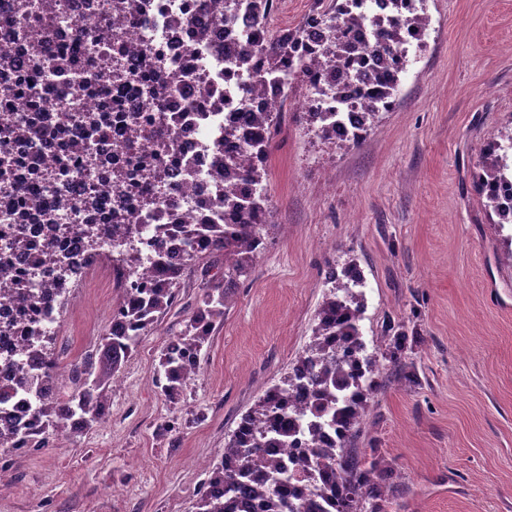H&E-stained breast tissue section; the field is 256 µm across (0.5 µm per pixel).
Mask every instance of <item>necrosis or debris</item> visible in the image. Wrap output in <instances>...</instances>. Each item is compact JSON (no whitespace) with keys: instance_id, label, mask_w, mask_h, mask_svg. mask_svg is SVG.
<instances>
[{"instance_id":"1","label":"necrosis or debris","mask_w":512,"mask_h":512,"mask_svg":"<svg viewBox=\"0 0 512 512\" xmlns=\"http://www.w3.org/2000/svg\"><path fill=\"white\" fill-rule=\"evenodd\" d=\"M359 15L357 42L397 23L389 0H363ZM254 26L244 9L225 21L224 0H0V113H25L36 130L18 138L0 124V258L17 259L4 230L29 249L55 239L79 255L71 275L48 277L68 288L99 254L45 213L134 224L176 198L175 223L190 224L199 202L243 191L237 176L211 178L218 156L250 159L245 136L225 141L224 125L284 98L270 84L241 97L251 77L226 78Z\"/></svg>"}]
</instances>
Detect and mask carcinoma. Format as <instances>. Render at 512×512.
I'll return each mask as SVG.
<instances>
[{"instance_id":"cac0c4a2","label":"carcinoma","mask_w":512,"mask_h":512,"mask_svg":"<svg viewBox=\"0 0 512 512\" xmlns=\"http://www.w3.org/2000/svg\"><path fill=\"white\" fill-rule=\"evenodd\" d=\"M271 2L245 3L258 26L250 40L233 52L232 63L254 71L259 78L258 84L245 91L258 90L266 82L291 87L298 79L319 72L330 78L339 72L346 79L360 80L369 105L358 129L343 142L362 144L379 115L395 104L405 72L396 70V77L384 86L379 73L366 69L369 57L380 64L394 62L392 41L384 36L358 47L349 38L359 21L357 10L362 0H313V12L328 17L334 35V46L320 58L302 49L303 26L270 32ZM391 2L399 16L396 40L409 28L425 30V17L411 5L412 0ZM313 88L318 101L334 102L336 108L310 112L307 121L312 126L320 122L317 135L334 140L336 128L345 119V86L338 81L325 86L316 83ZM245 119L252 128L246 150L253 156V164L240 167L237 158L228 154L215 164L213 179L219 181L238 168L251 192H226L206 201L202 224H157L159 215H150L149 223L143 225L154 236L149 241L153 274L146 287L135 288L129 282L130 274L143 261L140 250L125 249L131 225L115 215L110 224L70 225L86 247L96 249L107 243L120 252V259L112 264V281L119 291L116 304L123 317L111 320L95 352L70 364L67 381L73 391L67 395L61 391L63 367L52 349L54 332L40 326L24 329L21 351L0 359L1 365L15 373L14 385L0 383V401L21 396L32 406L33 422L24 429L0 425V446L7 445L14 452L57 447L101 423L109 412L112 386L124 363L143 336L177 306L185 273L205 260L211 268L224 266V281L207 279L201 284L202 298L185 330L173 335L163 348L157 373L164 395L171 401L181 398L185 385L200 370L201 351L216 323L224 320V309L232 298L229 283L247 274L272 227L263 178L282 113L249 112ZM505 167L512 177V128L486 145L474 180L476 192L485 199V207L494 213L497 223L512 225V185L504 186L507 179L501 177ZM164 234L180 242L178 258L168 257L166 241L161 239ZM23 263L26 271L15 281L0 268V306L36 311L52 322L57 320L66 297L48 282L30 281L29 274L53 270L62 277L75 267L71 254L59 251L50 238L40 249L25 253ZM327 282L331 289L318 309L311 343L225 441L224 452L234 458L235 465L228 466L223 456L208 467L209 477L199 491L196 512H241L243 504L251 507L249 512H385L386 500L397 492L390 483L391 464L355 447L367 399L378 387L375 375L380 373L376 356L367 353L361 330L365 279L356 266L339 269L332 261ZM407 343L406 333L395 331L384 338L382 356L398 378L410 383L416 373L407 362ZM183 347L192 352L193 360L184 359ZM332 430L336 441L329 442L327 433ZM299 435L311 444V458L298 461L305 480L301 488L291 483L288 465L276 453L278 448L293 447Z\"/></svg>"}]
</instances>
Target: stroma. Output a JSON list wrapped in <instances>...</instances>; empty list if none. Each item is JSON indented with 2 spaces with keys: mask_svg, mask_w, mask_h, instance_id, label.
Segmentation results:
<instances>
[{
  "mask_svg": "<svg viewBox=\"0 0 512 512\" xmlns=\"http://www.w3.org/2000/svg\"><path fill=\"white\" fill-rule=\"evenodd\" d=\"M425 12L396 104L362 147L301 122L295 86L266 180L274 228L182 398L152 377L200 300L196 271L124 364L104 422L61 449L0 450V512H194L204 465L310 343L332 260L366 278L369 351L387 323L416 332L418 385L383 378L356 440L395 462L386 512H512V267L474 188L483 148L512 126V0H425ZM116 298L108 280L74 288L56 353L94 351Z\"/></svg>",
  "mask_w": 512,
  "mask_h": 512,
  "instance_id": "stroma-1",
  "label": "stroma"
}]
</instances>
